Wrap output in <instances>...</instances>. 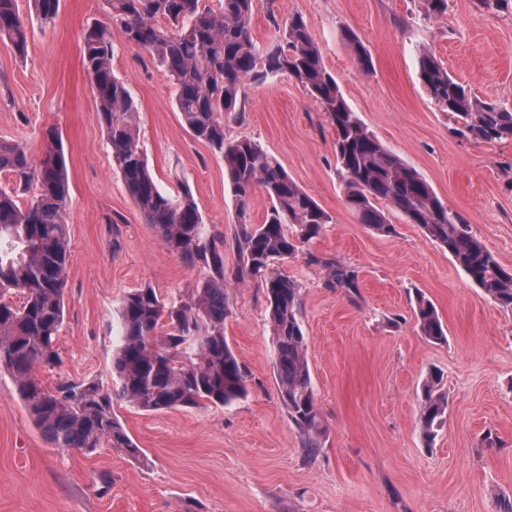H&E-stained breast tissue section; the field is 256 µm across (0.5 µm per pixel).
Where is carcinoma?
I'll list each match as a JSON object with an SVG mask.
<instances>
[{
  "label": "carcinoma",
  "mask_w": 512,
  "mask_h": 512,
  "mask_svg": "<svg viewBox=\"0 0 512 512\" xmlns=\"http://www.w3.org/2000/svg\"><path fill=\"white\" fill-rule=\"evenodd\" d=\"M106 0L108 21L83 33L82 61L98 100L99 119L120 174L137 208L163 245L199 265L203 277L186 297L162 298L143 287L128 293L119 309L120 336L112 354L115 391L89 379H61L47 388L37 377L61 364L57 339L65 317L70 240V196L64 151L54 130L41 157L28 146L0 140V172L11 187L0 189V369L42 434L56 448L93 452L114 448L133 459L143 451L117 418V400L150 412L202 405L224 407L248 393L245 373L224 336L229 302L224 288V235L211 231L189 185L162 189L139 148V111L124 82L112 74V37L146 51L175 85L174 103L188 132L224 159L236 201L240 233L237 280L252 279L268 303L279 398L312 461L324 433L306 356L299 283L275 268L296 257L301 244L318 237L331 216L290 177L263 146L226 138L224 118L238 117L245 81L286 73L320 102L336 132V170L346 205L360 223L380 235L393 232L377 207L387 202L423 234L448 251L455 266L500 308L512 312V272L472 234L462 213L448 207L412 167L364 126L324 65L306 20L296 15L283 38L265 47L252 36L254 0ZM35 17L49 23L60 0H32ZM343 38L364 73L370 52L350 29ZM0 40L16 55L28 53V20L17 0H0ZM418 73L435 105L461 121L456 132L481 142L512 138V106L473 96L429 49ZM270 201L261 224L250 222L256 190ZM306 264L324 272L323 285L350 297L359 293V272L327 253L308 251ZM413 312L422 336L447 341L433 303L418 291ZM440 380L421 388L420 430L432 445L443 427L448 398Z\"/></svg>",
  "instance_id": "cac0c4a2"
}]
</instances>
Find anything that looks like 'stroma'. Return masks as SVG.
Here are the masks:
<instances>
[{
    "instance_id": "1",
    "label": "stroma",
    "mask_w": 512,
    "mask_h": 512,
    "mask_svg": "<svg viewBox=\"0 0 512 512\" xmlns=\"http://www.w3.org/2000/svg\"><path fill=\"white\" fill-rule=\"evenodd\" d=\"M105 0H60L56 18L34 24L26 59L0 41V140L39 152L61 136L70 179L62 363L39 371L45 386L91 378L113 388L118 310L149 286L178 296L202 271L157 240L112 168L97 101L82 63V34L106 18ZM302 15L324 64L367 129L416 169L472 233L512 272V139L474 142L455 132L418 76L429 47L473 96L512 104V8L448 0L425 17L421 0H254L252 35L262 46ZM352 29L374 69L361 71L341 32ZM112 72L140 112L139 147L163 189L190 186L205 224L224 235L229 314L224 334L247 380L246 397L222 408L154 413L114 410L144 451L55 448L0 372V512H499L512 499V312L456 268L437 243L397 211L392 234L374 233L346 207L336 171V134L321 105L285 74L246 81L244 108L227 138L267 149L332 218L309 250L359 272L348 298L323 286L302 258L281 265L301 285L302 329L325 432L315 460L282 405L264 292L239 282L236 202L222 158L186 130L175 87L144 50L114 35ZM435 305L447 339H425L416 292ZM441 376L449 396L433 447L419 429L420 387ZM493 432L501 447H484Z\"/></svg>"
}]
</instances>
